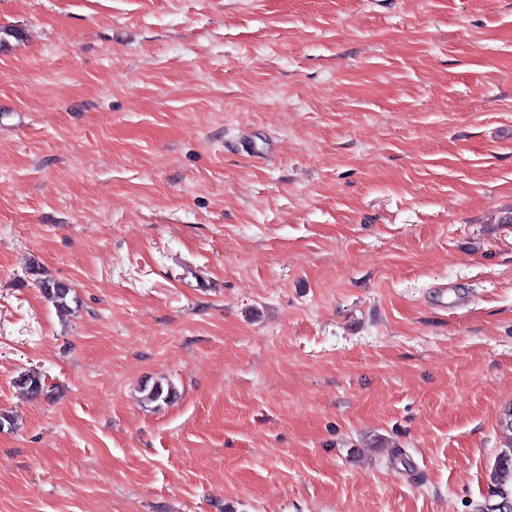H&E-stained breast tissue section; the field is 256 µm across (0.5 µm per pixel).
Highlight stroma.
I'll use <instances>...</instances> for the list:
<instances>
[{
    "label": "stroma",
    "mask_w": 512,
    "mask_h": 512,
    "mask_svg": "<svg viewBox=\"0 0 512 512\" xmlns=\"http://www.w3.org/2000/svg\"><path fill=\"white\" fill-rule=\"evenodd\" d=\"M0 32V512L485 504L512 0H0ZM41 288L45 296L54 303L60 313L66 314L69 312L68 297L72 292L69 285L46 280L41 282Z\"/></svg>",
    "instance_id": "35a3bbf8"
}]
</instances>
